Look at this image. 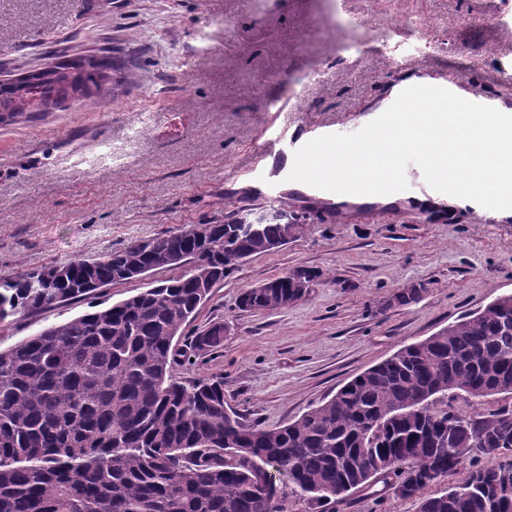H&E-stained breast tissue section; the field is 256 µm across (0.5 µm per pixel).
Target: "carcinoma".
<instances>
[{
    "mask_svg": "<svg viewBox=\"0 0 512 512\" xmlns=\"http://www.w3.org/2000/svg\"><path fill=\"white\" fill-rule=\"evenodd\" d=\"M110 55L71 56L29 78L0 81V124L84 106L112 82ZM197 225L0 283V321L85 299L159 269L186 271L112 306L43 328L0 350V512H308L382 482L417 512H505L512 503V294L397 350L294 421L246 422L224 380L176 379V357L224 343L216 323L183 348L184 325L224 274L305 229L275 207L252 222ZM210 272L200 286L197 272ZM287 273L242 293L239 307L294 302ZM413 285L393 303L420 298ZM496 402L488 412L478 406ZM495 458L484 465L483 458ZM454 485L434 486L459 470Z\"/></svg>",
    "mask_w": 512,
    "mask_h": 512,
    "instance_id": "1",
    "label": "carcinoma"
}]
</instances>
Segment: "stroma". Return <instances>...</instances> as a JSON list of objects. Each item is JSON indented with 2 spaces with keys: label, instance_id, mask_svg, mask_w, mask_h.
I'll list each match as a JSON object with an SVG mask.
<instances>
[{
  "label": "stroma",
  "instance_id": "35a3bbf8",
  "mask_svg": "<svg viewBox=\"0 0 512 512\" xmlns=\"http://www.w3.org/2000/svg\"><path fill=\"white\" fill-rule=\"evenodd\" d=\"M377 50L361 62V43ZM121 57L123 92L0 126V279L92 259L186 224L264 206L242 176L274 125L362 124L398 83L439 70L483 97L512 89V0H0V73L48 50ZM304 233L251 257L186 325L224 324L223 346L175 364L189 382L224 379L243 418L284 425L346 382L512 293V210L481 222L447 197L428 223L410 210L331 218L280 200ZM301 266L317 272L288 308L242 311L241 292ZM176 268L0 321V349L179 276ZM420 299L399 306L406 286ZM357 490L335 512H416Z\"/></svg>",
  "mask_w": 512,
  "mask_h": 512
}]
</instances>
